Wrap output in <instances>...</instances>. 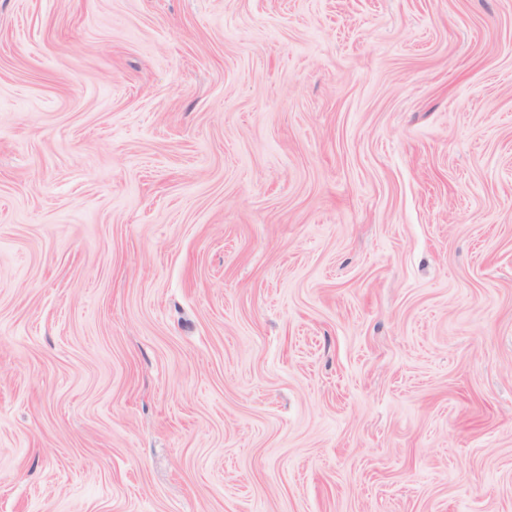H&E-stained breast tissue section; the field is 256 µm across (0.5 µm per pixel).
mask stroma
<instances>
[{
  "label": "stroma",
  "mask_w": 512,
  "mask_h": 512,
  "mask_svg": "<svg viewBox=\"0 0 512 512\" xmlns=\"http://www.w3.org/2000/svg\"><path fill=\"white\" fill-rule=\"evenodd\" d=\"M0 512H512V0H0Z\"/></svg>",
  "instance_id": "stroma-1"
}]
</instances>
